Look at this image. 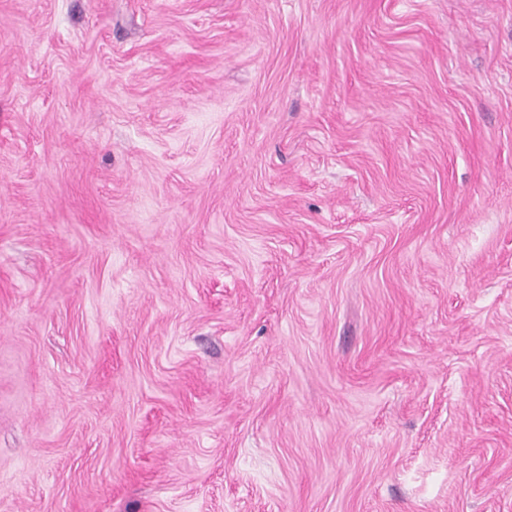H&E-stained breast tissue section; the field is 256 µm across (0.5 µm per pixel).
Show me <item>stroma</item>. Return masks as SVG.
Segmentation results:
<instances>
[{"instance_id": "stroma-1", "label": "stroma", "mask_w": 512, "mask_h": 512, "mask_svg": "<svg viewBox=\"0 0 512 512\" xmlns=\"http://www.w3.org/2000/svg\"><path fill=\"white\" fill-rule=\"evenodd\" d=\"M0 512H512V0H0Z\"/></svg>"}]
</instances>
